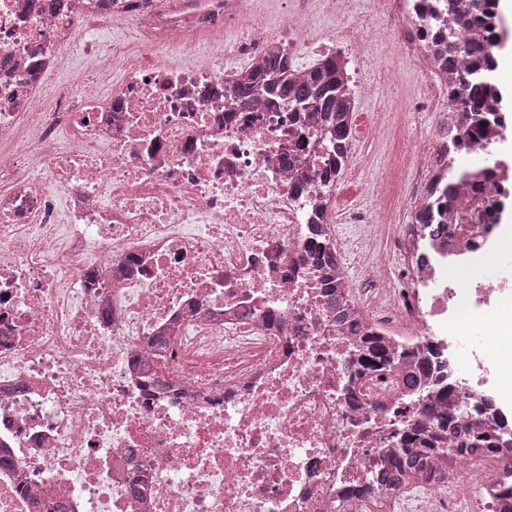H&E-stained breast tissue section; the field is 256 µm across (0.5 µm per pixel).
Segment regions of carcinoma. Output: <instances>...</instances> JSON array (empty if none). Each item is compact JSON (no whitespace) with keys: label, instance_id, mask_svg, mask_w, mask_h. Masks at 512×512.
<instances>
[{"label":"carcinoma","instance_id":"carcinoma-1","mask_svg":"<svg viewBox=\"0 0 512 512\" xmlns=\"http://www.w3.org/2000/svg\"><path fill=\"white\" fill-rule=\"evenodd\" d=\"M482 2L481 10L473 12L474 21L487 28L490 40L497 44V0ZM420 36L430 41L438 65L454 79V87L462 94L458 112L462 114L463 124L470 131L479 129L486 122L484 112L487 99L501 101L494 83L497 56L481 43H461L459 38L445 33L435 22L431 23V29L421 32ZM289 65L285 54L278 52L267 55L261 65L244 72L234 93L239 100L251 102L257 91H264L283 103L292 112L294 120L327 129L331 133L336 157H342L348 139L347 117L351 109L342 90L347 71L338 66L335 58L326 57L305 68L303 76L291 78L287 76ZM367 343L365 355L357 361L363 371H383L395 364H407L411 372L406 376V382L411 386L416 385L420 378H428L434 373L429 349L398 354L380 337L373 335L367 336ZM440 418L442 433L433 438L422 437L414 428L405 432L399 456L384 476L385 486L400 483L412 469H423L433 456L446 470L458 454L470 457L498 452L499 440L494 436L478 431L459 435L456 409L448 408V411L440 414ZM450 435L459 436V440L457 446L447 452L444 441Z\"/></svg>","mask_w":512,"mask_h":512}]
</instances>
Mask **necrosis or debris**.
<instances>
[{
	"mask_svg": "<svg viewBox=\"0 0 512 512\" xmlns=\"http://www.w3.org/2000/svg\"><path fill=\"white\" fill-rule=\"evenodd\" d=\"M427 2L367 0L361 18L330 0L323 54L379 73L353 72L356 98L392 83L393 51L424 93L352 112L325 187L324 134L242 104L228 65L294 55L316 23L306 0L273 27L251 0H0V512H369L405 431L438 428L446 383L471 428L512 440V264L487 271L507 239L479 221L507 176L420 50ZM129 24L137 52L98 50L101 30ZM219 25L223 42L198 50L194 33ZM76 43L123 77L74 80L44 110L43 82ZM182 55L194 65H174ZM420 107L435 127L396 132ZM370 132L393 147L369 203L352 205ZM459 158L473 175L450 200ZM343 223L364 225L361 239ZM319 238L328 288L309 260ZM353 315L389 346L431 345L434 379L357 375ZM511 485L512 453L466 458L405 484L388 512H512Z\"/></svg>",
	"mask_w": 512,
	"mask_h": 512,
	"instance_id": "obj_1",
	"label": "necrosis or debris"
}]
</instances>
